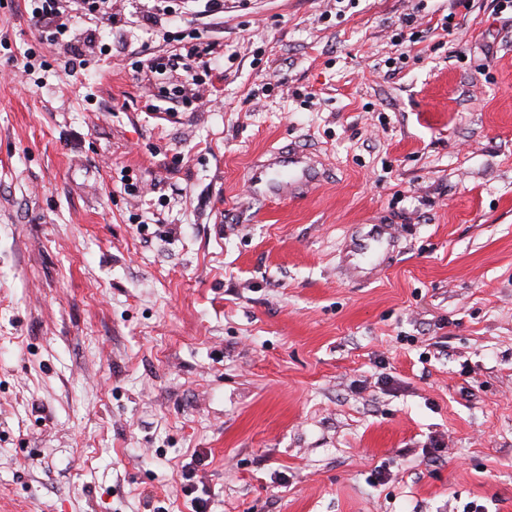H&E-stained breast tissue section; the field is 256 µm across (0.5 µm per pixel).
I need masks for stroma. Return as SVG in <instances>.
Returning <instances> with one entry per match:
<instances>
[{"mask_svg":"<svg viewBox=\"0 0 512 512\" xmlns=\"http://www.w3.org/2000/svg\"><path fill=\"white\" fill-rule=\"evenodd\" d=\"M420 3L0 0V512H512V11Z\"/></svg>","mask_w":512,"mask_h":512,"instance_id":"1","label":"stroma"}]
</instances>
